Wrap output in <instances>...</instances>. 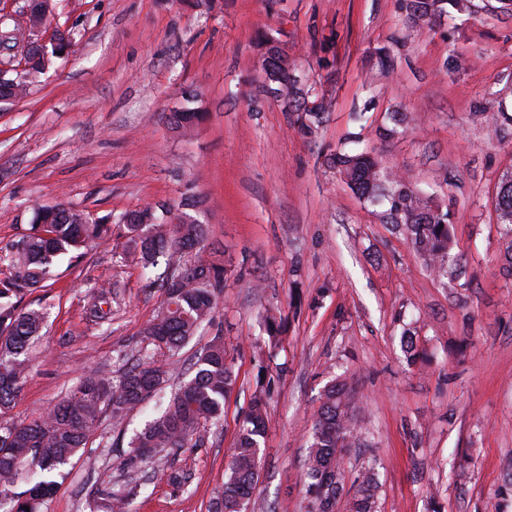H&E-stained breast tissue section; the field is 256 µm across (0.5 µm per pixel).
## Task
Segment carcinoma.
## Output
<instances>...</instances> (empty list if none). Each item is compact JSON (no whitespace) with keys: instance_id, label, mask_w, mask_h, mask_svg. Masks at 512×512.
Instances as JSON below:
<instances>
[{"instance_id":"obj_1","label":"carcinoma","mask_w":512,"mask_h":512,"mask_svg":"<svg viewBox=\"0 0 512 512\" xmlns=\"http://www.w3.org/2000/svg\"><path fill=\"white\" fill-rule=\"evenodd\" d=\"M399 5L413 27L469 14L472 8L471 0H399ZM48 9L49 0H40L29 16L30 35H35ZM53 60L54 56L34 50L28 73L43 72ZM202 118V112L186 106L170 116V123L186 135ZM327 164L346 179L361 200L386 205L383 223L395 225L438 277L453 274L449 212L434 198L417 191L408 178L384 169L366 151L340 149L329 155ZM496 212L502 235L508 239L506 272L512 276V175L501 183ZM150 217L159 220L164 214L145 206L121 217L117 227L126 238L121 260H135L149 270L163 262L165 268H175L179 281L167 286L164 275L157 277L163 291L161 307L142 330L140 355L130 368L112 377L103 370L87 371L47 412L26 423L0 422V512H43L61 486L54 479L55 471L87 446L103 419H112L118 427L134 410L154 399L181 350L215 309L224 287V267L208 255L206 225L160 222L154 225V234L147 235L141 222ZM112 231L107 216L88 224L83 211L65 204L34 208L30 228L13 246L9 275L0 280V419L11 411L22 391L29 351L43 324V313L18 309L12 297L25 289L43 287L57 256L78 251L91 240H106ZM235 385L224 340L215 336L194 355L189 379L131 439L124 464L167 456L189 445L194 436L220 420ZM354 411L355 396L347 383L335 379L326 386L302 471L308 512H336L339 496L346 499L348 512H377L375 464L364 466L352 483L346 481L343 449L358 441ZM266 427L264 382L259 376L238 431L218 512H237L236 500L251 498L259 478L260 441ZM138 493V485L95 492L88 508L90 512H128L130 500Z\"/></svg>"}]
</instances>
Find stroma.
Segmentation results:
<instances>
[{
  "mask_svg": "<svg viewBox=\"0 0 512 512\" xmlns=\"http://www.w3.org/2000/svg\"><path fill=\"white\" fill-rule=\"evenodd\" d=\"M56 30L72 33L69 54L0 103V278L35 207L63 203L94 221L146 205L189 214L227 274L167 387L216 335L237 385L196 446L133 471L123 449L156 403L121 427L103 421L62 466L44 512H89L92 490L123 481L143 486L131 512H211L260 371L268 428L250 512H307V440L336 377L362 397L347 477L376 463L378 512H512V276L494 208L512 172V125L497 117L512 111V12L472 0L470 16L412 28L398 0H214L208 11L187 0H52L41 36ZM265 35L287 42L299 88L324 98L311 128L259 91ZM383 47L394 56L387 74ZM189 89L204 118L183 137L169 116ZM389 112L408 125L385 140L376 128ZM354 145L449 211L456 278L436 277L327 165ZM124 244L113 232L19 294L45 322L13 420L50 409L88 369L135 362L162 292L121 261ZM112 283L102 323L93 288ZM271 313L286 323L272 350ZM408 332L421 354L413 365Z\"/></svg>",
  "mask_w": 512,
  "mask_h": 512,
  "instance_id": "35a3bbf8",
  "label": "stroma"
}]
</instances>
